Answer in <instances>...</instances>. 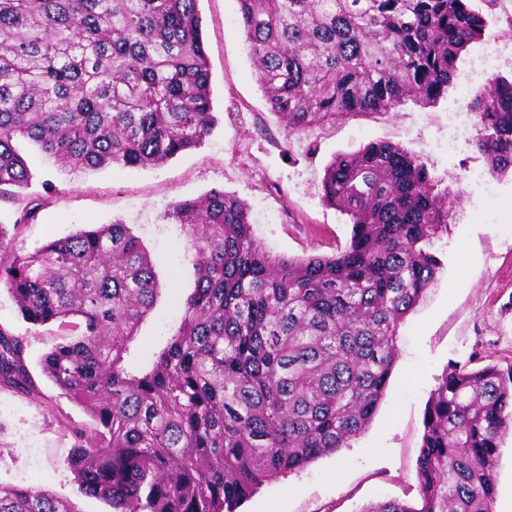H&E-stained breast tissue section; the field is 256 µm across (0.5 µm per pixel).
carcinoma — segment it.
Instances as JSON below:
<instances>
[{
  "instance_id": "obj_1",
  "label": "carcinoma",
  "mask_w": 512,
  "mask_h": 512,
  "mask_svg": "<svg viewBox=\"0 0 512 512\" xmlns=\"http://www.w3.org/2000/svg\"><path fill=\"white\" fill-rule=\"evenodd\" d=\"M199 0H0V200L29 185L15 142L72 172L160 166L216 124ZM267 108L287 134L353 114L433 105L486 17L469 0H235ZM475 146L512 175V74L470 100ZM322 200L349 217L331 256L271 254L246 204L221 188L169 205L194 255L177 331L129 365L159 285L125 224L26 252L41 206L0 226V288L28 323L55 324L44 375L90 415H66L78 491L112 512H235L263 484L338 452L369 424L398 357V329L437 280L448 188L402 146L372 142L326 166ZM27 340L0 326V387L38 394ZM416 471L422 507L493 512L512 370L447 368L428 401ZM0 512H78L0 482Z\"/></svg>"
}]
</instances>
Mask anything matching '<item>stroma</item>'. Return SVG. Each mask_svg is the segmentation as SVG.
Segmentation results:
<instances>
[{
	"mask_svg": "<svg viewBox=\"0 0 512 512\" xmlns=\"http://www.w3.org/2000/svg\"><path fill=\"white\" fill-rule=\"evenodd\" d=\"M488 26L462 53L448 95L432 106L407 103L393 112L349 115L286 135L271 114L249 57L235 0H200L218 124L197 149L156 168L109 167L71 174L23 144L32 180L13 202H0V224L12 225L25 204L45 197L36 220L16 240L31 251L93 224L127 225L149 252L161 286L140 325L132 362L152 358L177 329L194 283L193 254L169 204L210 189L247 205L255 235L273 253L329 256L345 246L352 226L321 199L335 155L376 141L398 144L424 161L442 186L461 191L448 232L435 243L443 262L437 281L399 328V355L369 427L349 447L265 484L240 512H360L397 499L419 506L416 459L427 401L445 368L493 364L512 368V177H492L476 152V117L466 104L486 46L501 55L495 72L512 73V0H471ZM52 193H45L44 184ZM0 325L26 337L27 361L40 395L0 388V482L35 486L73 501L79 512H109L105 502L78 496L66 460L74 439L55 416L88 422L85 411L41 373L57 328L27 323L0 288Z\"/></svg>",
	"mask_w": 512,
	"mask_h": 512,
	"instance_id": "obj_1",
	"label": "stroma"
}]
</instances>
